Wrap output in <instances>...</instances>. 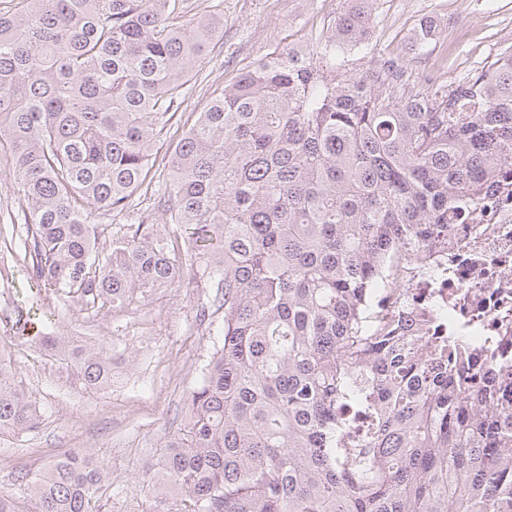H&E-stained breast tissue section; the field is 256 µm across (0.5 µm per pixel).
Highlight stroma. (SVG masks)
<instances>
[{"label":"stroma","mask_w":512,"mask_h":512,"mask_svg":"<svg viewBox=\"0 0 512 512\" xmlns=\"http://www.w3.org/2000/svg\"><path fill=\"white\" fill-rule=\"evenodd\" d=\"M502 2L376 0L369 41L346 53L345 69L365 77L379 60L390 59L406 66L415 81L426 75L458 80L512 52V23L496 13ZM345 6V0H219L215 12L224 20V38L188 84L172 128L189 127L241 68L333 26ZM426 19L436 25L433 42L412 45L413 30ZM156 205L152 195L140 193L129 212L95 215L102 243L111 244L123 225L155 219ZM26 216L11 158L0 152V349L10 354L40 410L34 430L0 433V490L15 493L24 510L28 501L18 477L42 473L54 457L82 449L110 470L112 500L104 512H153L164 492L143 483V468L160 456L164 436L183 424L189 394L221 345L224 310L214 300L213 274L204 263L187 261L179 282L144 300L92 308L62 291L31 285L23 248ZM21 318L32 324L23 333L17 329ZM46 334L105 348L113 366L126 372L125 381L97 392L78 389L71 369L40 351L39 338Z\"/></svg>","instance_id":"35a3bbf8"}]
</instances>
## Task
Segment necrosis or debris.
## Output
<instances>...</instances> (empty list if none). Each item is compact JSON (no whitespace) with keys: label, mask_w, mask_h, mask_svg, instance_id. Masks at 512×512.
<instances>
[{"label":"necrosis or debris","mask_w":512,"mask_h":512,"mask_svg":"<svg viewBox=\"0 0 512 512\" xmlns=\"http://www.w3.org/2000/svg\"><path fill=\"white\" fill-rule=\"evenodd\" d=\"M435 271L404 267L399 279L413 302L409 316L425 320L433 298L447 302L449 335L469 337L476 354L490 353L512 373V175L498 182L466 223L448 229Z\"/></svg>","instance_id":"obj_1"}]
</instances>
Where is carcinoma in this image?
Masks as SVG:
<instances>
[{"label":"carcinoma","mask_w":512,"mask_h":512,"mask_svg":"<svg viewBox=\"0 0 512 512\" xmlns=\"http://www.w3.org/2000/svg\"><path fill=\"white\" fill-rule=\"evenodd\" d=\"M242 69L168 144L162 224L99 250L92 214L152 183L170 109L222 33L193 0H17L0 11V147L27 201L30 278L100 308L172 285L185 256L224 290L222 346L144 481L157 512H512V376L395 308L385 272L448 246V220L512 166V52L450 84L388 60L342 71L375 0ZM41 346L83 390L112 357ZM38 411L0 354V432ZM29 512H101L102 460L73 451L33 480Z\"/></svg>","instance_id":"obj_1"}]
</instances>
